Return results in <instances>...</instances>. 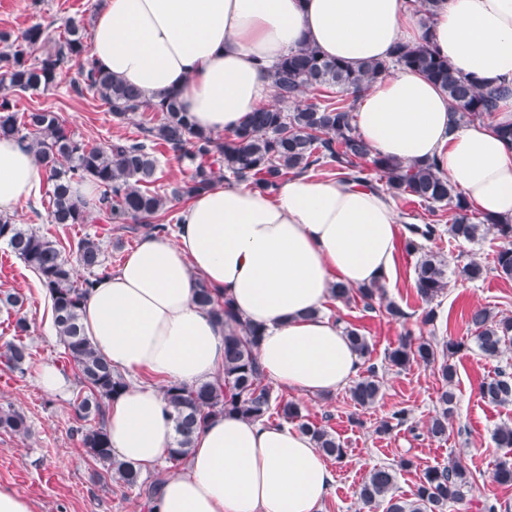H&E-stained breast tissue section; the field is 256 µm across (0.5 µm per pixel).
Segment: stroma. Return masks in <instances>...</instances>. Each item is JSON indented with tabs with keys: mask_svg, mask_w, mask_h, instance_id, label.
Instances as JSON below:
<instances>
[{
	"mask_svg": "<svg viewBox=\"0 0 512 512\" xmlns=\"http://www.w3.org/2000/svg\"><path fill=\"white\" fill-rule=\"evenodd\" d=\"M98 0H0V31L21 33L38 24L50 34L63 30L69 18L91 27ZM80 80L77 70L64 74L53 87L31 91L18 101L19 110L45 107L59 112L79 137L99 144L135 132L134 119H119L106 105L90 94L74 90ZM49 184H42L37 200L19 201L14 209L16 223L68 244L89 235L112 238L105 248L104 265L115 273L125 257L139 243L142 234L121 229H107L94 220L87 224L49 223L45 204ZM394 207L401 225V237H408L410 226L432 225L436 232L425 241L426 250L448 261V288L431 307L437 320L427 324V307L415 288L414 268L417 255L397 248L395 277L384 288L383 298L365 304L361 298L350 303L331 302L328 315L340 324H353L371 345L370 362L377 366L383 384V396L375 407L355 411L347 390L329 395H297L312 422L329 427L346 448L343 460L330 461L334 473L332 489L321 512H359L358 489L368 471L377 464L411 460L410 469L398 476L397 492L407 496L426 467L457 454L469 471V484L462 501L450 512H480L484 501H498L512 506V486L493 480V470L504 449L493 440L494 429L512 422V406L494 407L481 400L480 383L502 367L512 368V348L492 360L482 357L467 324L470 308L482 305L512 316V280L489 274L480 281H468L461 267L475 259L492 265L500 242L493 235L475 244L457 246L448 238L447 220L432 216L427 207L412 199H398ZM23 295V313L30 328L25 338L32 356L23 369L8 368L0 361V409L13 408L28 420L27 434L0 430V489L28 498L34 512H147L144 501L119 483L98 476L100 467L80 448L74 429L77 425L74 396L58 397L40 390L35 384L38 367L46 362L62 364L63 347L50 318L49 300L35 274L23 261L0 243V294ZM396 303L404 312L395 319L386 310L387 302ZM443 340L452 337L466 347L455 358L457 404L448 422V435L440 441L427 433V423L438 407L442 382L435 367L419 363L406 369L384 367L387 350L405 335ZM405 408L408 421L382 435L376 428L393 411Z\"/></svg>",
	"mask_w": 512,
	"mask_h": 512,
	"instance_id": "35a3bbf8",
	"label": "stroma"
}]
</instances>
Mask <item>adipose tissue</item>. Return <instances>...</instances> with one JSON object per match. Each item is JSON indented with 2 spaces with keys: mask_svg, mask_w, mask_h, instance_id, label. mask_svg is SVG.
Segmentation results:
<instances>
[{
  "mask_svg": "<svg viewBox=\"0 0 512 512\" xmlns=\"http://www.w3.org/2000/svg\"><path fill=\"white\" fill-rule=\"evenodd\" d=\"M419 0H103L91 54L113 77L153 98L175 92L195 124L231 133L271 106L269 72L308 44L350 66L386 60L429 36L456 71L512 85V0H441L422 27ZM353 122L372 154L436 160L478 212L512 222V94L495 121L451 122L448 97L418 73L379 76L355 95ZM44 171L32 151L0 139V213L35 197ZM400 226L369 184L292 174L276 190L216 185L178 213L173 235H144L87 298L82 324L114 369L150 375L108 402L107 433L124 462L146 468L174 445L161 383L214 380L224 326L193 302L196 279L236 317L259 326L267 381L304 394L335 393L362 362L329 315L333 284L390 282ZM333 473L309 436L286 424L211 418L184 472L168 477L154 512H320Z\"/></svg>",
  "mask_w": 512,
  "mask_h": 512,
  "instance_id": "adipose-tissue-1",
  "label": "adipose tissue"
}]
</instances>
